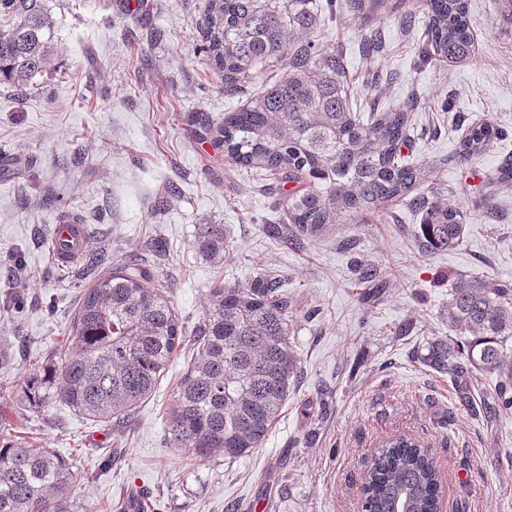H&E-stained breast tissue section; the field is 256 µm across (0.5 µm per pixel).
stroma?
Wrapping results in <instances>:
<instances>
[{
	"mask_svg": "<svg viewBox=\"0 0 512 512\" xmlns=\"http://www.w3.org/2000/svg\"><path fill=\"white\" fill-rule=\"evenodd\" d=\"M47 5L55 26L46 70L25 92L0 86V156L21 168L0 179V445L69 458L78 512H111L132 493L144 512H361L371 459L404 435L434 457L441 512H512V408L498 401L497 378L423 363L449 334L454 281L512 286V182L493 180L512 160V18L497 0H468L477 51L464 64L422 61L423 22L340 20L316 0L314 37L343 54L354 112L422 98L409 155L430 173L419 195L464 209L465 235L450 251L426 248L422 208L401 204L380 224H335L290 244L269 235V225L288 224L289 186L241 169L217 146L215 127L286 70H255L227 94L201 51L207 0ZM371 31L384 49L368 58L359 44ZM373 71L395 80L368 89ZM487 120L503 138L458 165L467 131ZM60 206L88 224L87 250L151 265L189 333L215 283L284 280L300 373L255 453L200 461L173 447L164 418L187 351L119 421L28 406V378L65 351L64 329L90 284L81 263L59 265L50 252ZM201 224L223 225L232 245L223 265L197 255ZM155 240L163 251L151 250ZM367 267L375 278H363Z\"/></svg>",
	"mask_w": 512,
	"mask_h": 512,
	"instance_id": "1",
	"label": "stroma"
}]
</instances>
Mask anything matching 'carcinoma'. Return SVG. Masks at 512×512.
<instances>
[{
  "instance_id": "1",
  "label": "carcinoma",
  "mask_w": 512,
  "mask_h": 512,
  "mask_svg": "<svg viewBox=\"0 0 512 512\" xmlns=\"http://www.w3.org/2000/svg\"><path fill=\"white\" fill-rule=\"evenodd\" d=\"M344 8L356 15L391 11L408 28L420 13L425 57L465 63L475 55L468 0H345ZM1 17L7 24L0 25V84L22 90L46 68L54 21L46 0H0ZM315 26L313 0H209L204 52L223 73L225 91L238 89L258 68H288L219 127L224 152L241 166L289 182L308 179L287 202L290 223L301 234L352 216L368 224L386 204L405 202L425 210L422 235L429 248H456L465 231L462 209L413 195L425 167L401 157L415 103L366 120L351 112L344 58L312 38ZM500 135L489 121L472 126L458 162L469 164ZM195 248L206 261L224 263V225H199ZM85 260L92 282L66 329L67 350L27 381L28 404H61L96 422L119 420L151 395L187 346L193 356L166 416L170 440L199 459L251 456L299 373L282 280L216 285L189 335L149 268L131 258L114 263L102 252ZM448 330L465 341L433 343L430 365L455 372L463 358L470 371L498 377V399L512 406V356L505 352L512 287L457 279L448 292ZM373 462L364 482L367 512H439L443 479L426 449L398 438ZM72 488V464L60 453L24 443L0 446V512H75Z\"/></svg>"
}]
</instances>
